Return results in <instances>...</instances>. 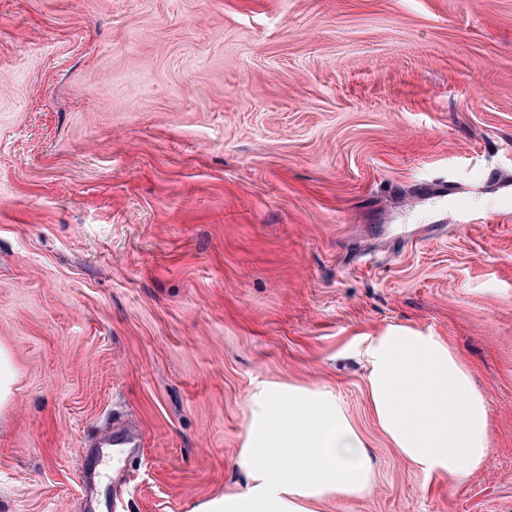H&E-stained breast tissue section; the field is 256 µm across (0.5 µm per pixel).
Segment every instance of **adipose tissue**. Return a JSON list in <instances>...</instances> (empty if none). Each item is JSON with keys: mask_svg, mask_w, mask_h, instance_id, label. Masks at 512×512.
<instances>
[{"mask_svg": "<svg viewBox=\"0 0 512 512\" xmlns=\"http://www.w3.org/2000/svg\"><path fill=\"white\" fill-rule=\"evenodd\" d=\"M370 412L397 456L425 477L465 483L485 463L491 408L468 362L447 340L406 325L360 338ZM243 466L254 484L224 512H310L331 495L368 493L367 444L332 390L270 393L252 427Z\"/></svg>", "mask_w": 512, "mask_h": 512, "instance_id": "ef3b65f1", "label": "adipose tissue"}]
</instances>
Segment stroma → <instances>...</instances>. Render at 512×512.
Returning <instances> with one entry per match:
<instances>
[{"instance_id": "stroma-1", "label": "stroma", "mask_w": 512, "mask_h": 512, "mask_svg": "<svg viewBox=\"0 0 512 512\" xmlns=\"http://www.w3.org/2000/svg\"><path fill=\"white\" fill-rule=\"evenodd\" d=\"M391 325L475 368L465 484L369 411ZM0 345V512H217L273 384L369 447L313 512H512V0H0Z\"/></svg>"}]
</instances>
